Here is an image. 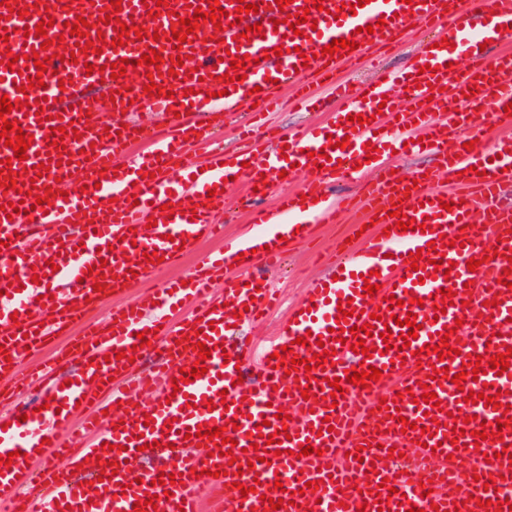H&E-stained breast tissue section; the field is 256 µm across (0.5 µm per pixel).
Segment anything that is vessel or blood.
<instances>
[{
    "mask_svg": "<svg viewBox=\"0 0 512 512\" xmlns=\"http://www.w3.org/2000/svg\"><path fill=\"white\" fill-rule=\"evenodd\" d=\"M18 0L26 16L0 7V28L32 31L41 19L53 17L45 39L28 37L0 47V96L8 95L13 110L8 120L18 122L34 141L27 158L16 161L12 148L0 138V159H12L15 189L0 192V375L10 383L0 400L10 407L0 412V456H12L10 470L0 473V503L8 512H133L132 505L156 498L160 512H200L199 496L227 501L230 512H263L265 496L283 499L279 512H484L483 501L512 502V426L498 429L504 405H512V366L503 374L494 370L465 379L456 387L451 378L473 369L477 356H494L512 347V273H505L512 258V209L498 203L502 188L512 181V117L504 108L512 102V0H368L356 12L343 10L342 0H324L322 10L313 0H291L278 8L275 0H252L257 12L224 30L202 20L180 49L170 35L178 21L190 18L206 0H122L113 9L110 0ZM309 20L299 31L287 21L302 8ZM117 13L116 22L87 26L85 36H71L75 58L59 60L55 41L65 22L92 15ZM383 29H376L377 20ZM446 27L448 41L425 48L401 73H385L354 89L339 83L337 70H353L374 59L376 48L396 47L411 22ZM262 35L246 41L237 36L254 23ZM128 32H121V25ZM104 36L102 53H85L87 40ZM124 43L112 47L111 40ZM357 42L355 51L327 59L321 50L335 39ZM281 56H273L274 47ZM48 58L46 72H38L31 50ZM156 50L157 67L140 65L142 54ZM15 55L14 68L5 58ZM250 56L246 77L236 88L222 79L236 56ZM192 57L199 68L189 77L185 68L172 66L177 57ZM128 59L132 66L124 77L113 78L109 67ZM94 72H87V64ZM41 76L44 85L21 92L28 77ZM332 87L344 103L324 126L303 125L284 132L266 129L262 138L248 142L238 152L225 151L209 130L196 125L202 113L233 115L245 104L254 105L251 117L263 123L280 105L279 90L293 87L296 96L311 102L312 81ZM161 93L149 96L148 82ZM114 94L109 124L88 122L77 98L88 88ZM192 96H185V89ZM168 112L160 127L128 124L130 101ZM493 101L490 117L503 131L492 151L463 147L464 131L477 127L476 110ZM366 124L354 123V115ZM74 126L73 136H60L59 127ZM63 140L64 148L48 152L47 140ZM376 160H367L368 147ZM433 147L439 168L413 175L392 173V151H420ZM51 170H44V162ZM376 171L380 179L366 185L360 200L327 196L324 181L343 175L360 178L358 162ZM480 173H473V166ZM365 168V169H366ZM81 171L85 193L62 195V183ZM287 178L306 175L301 194L279 197L278 206L251 211L260 235L246 234L225 243L223 249L204 256L187 282L172 280L165 287L142 291V284L162 269L193 252L202 240L222 237L214 218L223 203L230 177L247 180L266 192L279 174ZM450 176L453 191L436 188L440 174ZM409 200H400L402 191ZM43 204H36V197ZM25 202L29 214L7 215L8 203ZM401 203L414 227L395 229L389 211ZM361 208L367 229L360 238L341 244L334 263L338 277L317 282L290 314L279 340L298 358H312L318 350L331 351L330 362L286 374L269 353L254 356L247 348L231 346L234 327L260 321L274 307L275 293L257 279L231 275L233 263L241 267L278 264L286 243L294 242L293 229L338 223L341 216ZM76 231H68L69 222ZM268 240L257 249V237ZM442 246L454 267L450 275L437 272L434 249ZM157 259H150V252ZM420 262H412L413 253ZM478 259L468 271L469 259ZM39 265L44 278L32 283L31 265ZM224 274V291L214 294L213 279ZM18 277L19 287L9 284ZM480 282V293L468 285ZM103 291H94V284ZM376 285L367 296L365 284ZM138 296H131V289ZM454 291L457 305L435 314L440 290ZM399 299L387 310L383 299ZM116 296L124 304L114 307L107 324L88 321L94 305ZM349 302L352 311L338 320L337 305ZM416 314L417 337L403 343L399 326L407 314ZM371 323L365 338L370 357L348 347L352 327ZM342 326L343 341H335L332 327ZM390 340H383L384 329ZM455 331L461 353L439 360L425 354L426 345L440 342L442 333ZM149 342H162L167 368L143 371L129 363L125 352L138 344V332ZM313 334L309 344L299 337ZM209 347L204 376L173 389L182 370L191 369L200 347ZM80 367L74 383H64L56 372L69 360ZM370 363L382 373L370 388L346 379L349 370ZM256 367L260 382L253 389L238 384L241 370ZM338 379L344 391L323 396L327 379ZM47 387L45 410L20 393L33 385ZM310 399H303L302 390ZM437 395L439 409L420 402L423 391ZM499 394L500 406L464 402L465 392ZM151 393L149 402L138 399ZM393 401L392 409L379 407ZM292 408L288 422L280 409ZM468 416L465 434L454 437L453 412ZM413 429L403 430L401 418ZM78 424L82 445H65L62 434ZM223 428L236 440L231 456L216 455V444L198 436L200 424ZM501 431L499 440L475 441L474 430ZM275 435L279 456L259 461L252 443ZM152 444L162 456L159 470L140 471L143 457L139 442ZM115 452H108V445ZM314 454L302 457L303 446ZM359 458H351V451ZM411 453L413 465L400 470L390 451ZM57 455L59 462L37 467L40 455ZM104 461V480H81L77 466ZM424 472L431 494H423L415 474ZM176 474L172 496H165L158 474ZM495 488H488V480ZM388 481L395 487L388 505H379L367 485ZM243 483L248 495L225 500V489ZM314 489H306V482ZM282 490H275V483Z\"/></svg>",
    "mask_w": 512,
    "mask_h": 512,
    "instance_id": "1",
    "label": "vessel or blood"
}]
</instances>
